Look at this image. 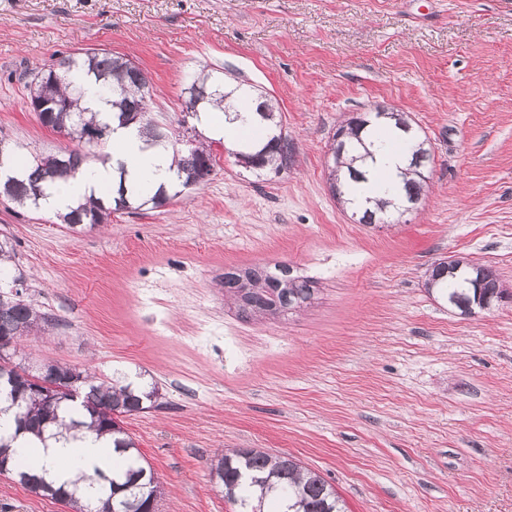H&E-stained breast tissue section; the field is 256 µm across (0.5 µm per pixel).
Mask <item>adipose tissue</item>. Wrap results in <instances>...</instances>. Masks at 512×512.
Wrapping results in <instances>:
<instances>
[{"instance_id": "ef3b65f1", "label": "adipose tissue", "mask_w": 512, "mask_h": 512, "mask_svg": "<svg viewBox=\"0 0 512 512\" xmlns=\"http://www.w3.org/2000/svg\"><path fill=\"white\" fill-rule=\"evenodd\" d=\"M119 161L130 164L135 172L162 177L169 171L171 156L162 148L147 145L136 127L116 128L109 163L93 165L84 179L62 186L51 200L53 207L62 210L89 193L103 194L112 185V165ZM14 449L18 457L32 458L44 479L56 485L96 468H112V439L107 435L87 433L75 440L44 444L24 433L15 441Z\"/></svg>"}]
</instances>
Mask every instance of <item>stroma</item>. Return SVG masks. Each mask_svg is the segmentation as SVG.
I'll use <instances>...</instances> for the list:
<instances>
[{
	"label": "stroma",
	"instance_id": "stroma-1",
	"mask_svg": "<svg viewBox=\"0 0 512 512\" xmlns=\"http://www.w3.org/2000/svg\"><path fill=\"white\" fill-rule=\"evenodd\" d=\"M90 48L144 69L171 121L190 74L233 71L296 144L260 179L215 145L201 190L79 233L0 202L25 293L59 322L20 357L158 388L121 419L156 512H237L209 471L236 448L296 458L347 512H512V300L464 315L426 287L456 255L512 291V0H0V138L69 148L27 73ZM377 105L428 141L430 180L402 222L358 224L326 157ZM278 265L312 299L242 315L225 273ZM0 512L67 509L0 476Z\"/></svg>",
	"mask_w": 512,
	"mask_h": 512
}]
</instances>
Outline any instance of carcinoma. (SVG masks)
<instances>
[{
	"label": "carcinoma",
	"mask_w": 512,
	"mask_h": 512,
	"mask_svg": "<svg viewBox=\"0 0 512 512\" xmlns=\"http://www.w3.org/2000/svg\"><path fill=\"white\" fill-rule=\"evenodd\" d=\"M29 95L47 104L39 114L41 124L57 132H66L76 142L75 148L58 156L32 154L22 145L4 147L0 153V169L11 171V183L0 182V200H9L33 211L46 210L49 199L58 187L80 179L91 162L104 158V148L111 134L109 121L84 106L85 85H95L103 100L110 105L118 121L134 125L150 145L172 147L169 168L170 187L161 184L154 193L148 186L130 179L126 168L119 169L111 193L106 197L90 195L53 215L59 223L73 229L82 224L91 227L105 224L118 211L153 210L166 206L187 188L185 179L191 171L203 175L214 172L217 164L212 143L195 141L193 153L178 147L177 137L170 129L159 125L152 116L150 81L134 62L104 50L83 53H56L55 62L30 71ZM190 85L206 94L198 110L235 113L242 123L258 120L272 123V134L254 139L243 136L236 140V152L251 172L259 178L270 169L279 170L293 154V142L282 133L278 103L259 92L255 86L238 82L245 100L254 107L244 110L240 102L224 92V72L202 69L192 77ZM371 119L347 123L339 142L332 144L333 165L329 180L339 198L350 202L364 174L354 166V152L363 150L372 156L366 141L381 137L370 127ZM410 151L409 175L404 177L401 190L404 203L419 197L425 184L429 160L419 155L418 141H408ZM390 201H380L373 208L359 211V223L379 224L388 213ZM15 241L0 238V289L9 287L23 272L15 267ZM482 291L494 296L500 292L495 273L481 265ZM252 291L249 311L265 310L280 303H304L312 296L313 288L306 280L288 277V268L274 272L252 270ZM429 285L438 289L458 310H464L474 289L465 288L461 280L448 274V268L438 264L432 268ZM51 318L40 312L32 301L20 297L0 302V336H7L18 327L34 332L49 323ZM19 365L0 359V414L12 413L14 429L0 424V461L10 459L7 449L19 434L33 433L45 437H75L83 431L100 436L115 435L113 473L94 469L76 482L55 487L31 473L29 464L20 459L12 462L15 480L30 492L65 502L70 490L79 492L80 499L70 501L74 512H94L96 505L112 501L114 512H145L147 504L158 498L160 488L151 469L139 458L135 442L120 426L119 417L146 409L144 403L156 395V390H144L123 378H98L84 373L77 396L66 393L53 403L38 392L15 391L10 380L18 376ZM211 467L217 468L225 496L240 506V512H264L266 499L275 497L287 505L284 512H344L339 497L319 475L304 469L290 457L272 456L256 449H242L218 458Z\"/></svg>",
	"instance_id": "obj_1"
}]
</instances>
